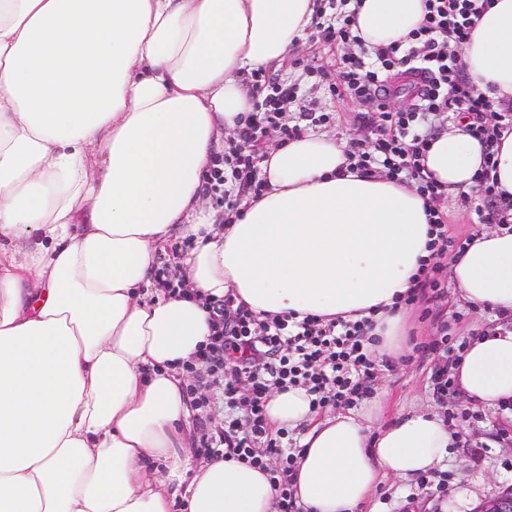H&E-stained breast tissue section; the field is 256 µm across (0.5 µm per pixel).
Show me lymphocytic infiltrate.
<instances>
[{
    "mask_svg": "<svg viewBox=\"0 0 512 512\" xmlns=\"http://www.w3.org/2000/svg\"><path fill=\"white\" fill-rule=\"evenodd\" d=\"M339 2V13L317 15L314 23L325 39L336 44L342 90L376 106L363 116L364 137L351 141L346 154L360 173L408 184L425 199L429 255L422 259L402 303L432 301L442 295L448 255L457 245L448 234V218L441 207L446 191L422 163L442 122L464 121L467 132L485 148L484 167L476 176L481 199L474 208L477 223H512V197L496 192L492 177L493 147L503 129H512V110L494 108L466 75L457 53L470 40L491 0H424L423 20L407 42L372 47L364 46L353 32L352 0ZM252 94V112L238 119L227 152L215 157L206 176L213 198L226 202L231 212L242 197L262 195L266 182L259 164L267 140L274 136L285 142L302 133L300 124H289L286 112L296 100L295 87L277 83L259 69L253 74ZM400 94L411 103L406 109L392 110L389 101ZM204 307L210 335L186 366L194 379L186 392L205 404L196 377L204 370L223 374L230 414L219 436L202 438L203 453L228 454L258 468L276 492L275 512H298L292 478L300 451L285 445L287 429H272L266 412L268 396L275 389L302 387L316 411L350 405L366 396V384L376 370L368 351L373 320L326 321L316 315L299 321L289 315L261 319L229 295L205 299Z\"/></svg>",
    "mask_w": 512,
    "mask_h": 512,
    "instance_id": "1",
    "label": "lymphocytic infiltrate"
}]
</instances>
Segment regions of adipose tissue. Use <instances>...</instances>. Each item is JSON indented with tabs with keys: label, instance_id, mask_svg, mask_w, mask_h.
Wrapping results in <instances>:
<instances>
[{
	"label": "adipose tissue",
	"instance_id": "obj_1",
	"mask_svg": "<svg viewBox=\"0 0 512 512\" xmlns=\"http://www.w3.org/2000/svg\"><path fill=\"white\" fill-rule=\"evenodd\" d=\"M314 0H0V512H273L266 474L178 453L183 363L209 335L201 302L151 290L172 257L195 291L258 317L374 316L379 358L402 352L403 296L429 240L414 189L348 170L336 138L270 148L267 187L218 226L205 176L221 130L251 112L245 79L305 38ZM423 0H361L366 45L405 40ZM459 56L512 104V0H492ZM482 145L449 125L426 152L448 193H469ZM461 300L512 316V232L448 261ZM473 404H512V330L468 341L454 370ZM302 387L271 393L274 428L302 430L303 512H358L387 476L440 467L435 414L371 434L372 408L318 415ZM164 474H155V462Z\"/></svg>",
	"mask_w": 512,
	"mask_h": 512
}]
</instances>
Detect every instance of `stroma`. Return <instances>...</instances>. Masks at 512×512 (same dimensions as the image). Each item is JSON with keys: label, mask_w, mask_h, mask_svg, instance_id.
Returning <instances> with one entry per match:
<instances>
[{"label": "stroma", "mask_w": 512, "mask_h": 512, "mask_svg": "<svg viewBox=\"0 0 512 512\" xmlns=\"http://www.w3.org/2000/svg\"><path fill=\"white\" fill-rule=\"evenodd\" d=\"M278 80L298 91L289 104L290 120H297L301 105L328 113L329 123L320 133L350 142L360 132V113L372 106L345 94H337L336 50L326 44L316 28L291 48L284 62L273 70ZM436 306L448 330V340L458 344L480 335L495 321L492 312L462 303L455 287H448ZM436 336V324L425 306H417L414 327L406 340L403 357L391 366L378 367L371 381L372 400L383 409L371 427L380 430L398 415L418 410L438 412L448 423L454 441L442 467L424 477H391L382 482L361 512H473L484 499L512 486V412L482 409L472 418L473 407L459 393L439 398L433 390L434 362L421 352V345ZM211 405L206 411H191L184 429L186 445L194 464L204 461L199 455L203 429L198 420L208 415L209 429L224 424L222 383L208 382Z\"/></svg>", "instance_id": "stroma-1"}]
</instances>
